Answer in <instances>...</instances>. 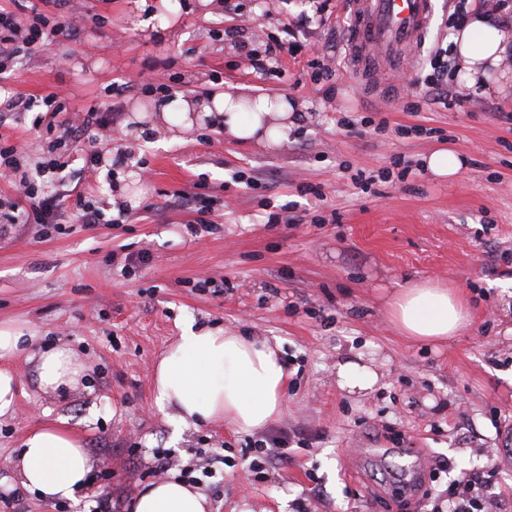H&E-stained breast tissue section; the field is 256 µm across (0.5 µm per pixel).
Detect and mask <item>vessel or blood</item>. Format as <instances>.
Wrapping results in <instances>:
<instances>
[{
  "mask_svg": "<svg viewBox=\"0 0 512 512\" xmlns=\"http://www.w3.org/2000/svg\"><path fill=\"white\" fill-rule=\"evenodd\" d=\"M434 10V0H354L349 57L362 82L398 94L382 71L410 62L425 41Z\"/></svg>",
  "mask_w": 512,
  "mask_h": 512,
  "instance_id": "obj_1",
  "label": "vessel or blood"
}]
</instances>
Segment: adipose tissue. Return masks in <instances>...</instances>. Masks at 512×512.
Wrapping results in <instances>:
<instances>
[{"instance_id":"adipose-tissue-1","label":"adipose tissue","mask_w":512,"mask_h":512,"mask_svg":"<svg viewBox=\"0 0 512 512\" xmlns=\"http://www.w3.org/2000/svg\"><path fill=\"white\" fill-rule=\"evenodd\" d=\"M456 73L479 94L512 90V26L498 14L476 11L450 35ZM136 135L166 148L180 142L195 125L223 128L231 138L278 148L299 119L297 104L285 96L267 95L244 103L227 92L198 98L176 93L157 101L152 112L133 108ZM390 322L407 339L437 343L460 335L471 315L462 293L437 280L398 285L385 296ZM181 334L154 367L153 389L159 409L172 410L175 430L221 422L252 434L277 420L285 407L288 379L281 341H269L223 330L195 328L183 320ZM27 352L39 387L58 391L78 382L85 365L62 343L36 348L32 337L0 328V416L13 411L19 393L16 375L5 365ZM380 376L359 358L336 365L337 386L351 395L371 391ZM20 482L45 500H74L85 486L90 458L80 437L65 421L31 430L14 462ZM209 501L196 485L167 479L147 487L133 512H209Z\"/></svg>"}]
</instances>
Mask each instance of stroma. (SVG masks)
Here are the masks:
<instances>
[{"mask_svg":"<svg viewBox=\"0 0 512 512\" xmlns=\"http://www.w3.org/2000/svg\"><path fill=\"white\" fill-rule=\"evenodd\" d=\"M0 0L20 14L78 15L68 35L22 59L10 81L31 97L66 93L71 110L112 106V150L99 164L76 160L59 194L81 196L105 221L0 224V325L37 347L69 343L86 365L79 383L39 388L25 355L12 368L21 392L0 417V512H112L158 481L167 451L188 470L210 512H419L401 497L414 471L449 462L431 489L470 470L492 471L493 492L512 494V457H487L512 422V317L499 285L512 279V94L482 96L450 81L452 106L430 100L428 60L448 47L457 0H435L430 32L413 63L417 85L388 99L350 66L351 0ZM305 17L284 30L286 20ZM168 25L167 37L155 30ZM298 50L266 58L272 40ZM332 79L314 81L326 49ZM221 89L244 98L284 95L301 120L279 149L264 150L202 124L157 151L134 139V105L158 93ZM44 108L0 115V143L25 145L36 164L47 145ZM465 158L452 182L425 168L433 150ZM131 202L113 207L118 183ZM205 186L207 225L190 200ZM145 254L139 267L125 254ZM436 278L474 304L472 325L445 345L411 343L382 302L394 282ZM190 317L196 326L278 337L288 370L284 414L261 434L223 424L173 427L154 403L156 357ZM359 356L380 376L353 396L336 386V364ZM66 419L92 460L76 500L27 491L10 460L30 430ZM273 446L249 471L262 440Z\"/></svg>","mask_w":512,"mask_h":512,"instance_id":"1","label":"stroma"}]
</instances>
